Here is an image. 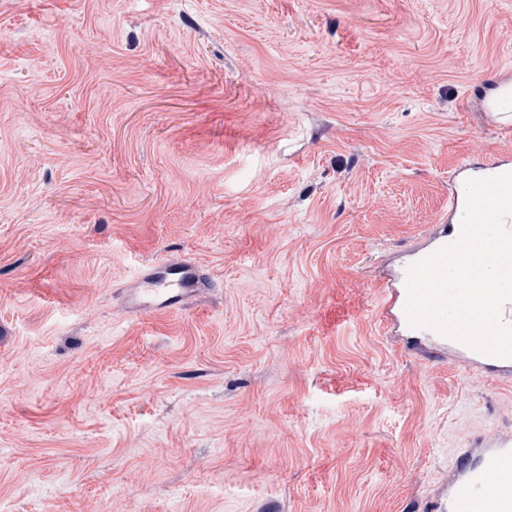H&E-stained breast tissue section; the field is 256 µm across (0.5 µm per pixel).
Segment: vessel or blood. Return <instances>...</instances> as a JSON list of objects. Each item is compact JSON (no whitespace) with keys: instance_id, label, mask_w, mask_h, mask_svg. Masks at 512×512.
<instances>
[{"instance_id":"b4317fda","label":"vessel or blood","mask_w":512,"mask_h":512,"mask_svg":"<svg viewBox=\"0 0 512 512\" xmlns=\"http://www.w3.org/2000/svg\"><path fill=\"white\" fill-rule=\"evenodd\" d=\"M512 172V151H496L481 165L461 164L450 175L448 214L464 212L465 183L471 178H489ZM460 225H434L427 236L408 249L409 263L420 261L439 249L453 244L460 236ZM407 269H399L381 284L380 308L388 329L404 336L406 347L422 360L458 364L477 374L500 381H512V358H498L480 353L471 346L431 328L411 325L405 303ZM205 271L195 262L175 263L159 258L149 264L134 280L129 307L138 313H170L187 298L210 287ZM495 486L491 500H483L482 490ZM436 512H512V430L479 434L459 449L448 467L447 497Z\"/></svg>"}]
</instances>
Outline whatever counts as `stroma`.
<instances>
[{"label":"stroma","mask_w":512,"mask_h":512,"mask_svg":"<svg viewBox=\"0 0 512 512\" xmlns=\"http://www.w3.org/2000/svg\"><path fill=\"white\" fill-rule=\"evenodd\" d=\"M503 76L512 0H0V512H433L512 386L376 279ZM161 256L211 288L132 312ZM434 224L427 236L413 243L408 249V259L399 269L382 282L380 308L386 328L394 335H409L406 347L422 360L459 364L468 370L499 382L512 381V358H498L480 353L471 346L446 336L431 328L411 325L405 312L407 299L406 277L408 268L439 249L456 242L461 233V224ZM427 345L422 344V339Z\"/></svg>","instance_id":"stroma-1"}]
</instances>
